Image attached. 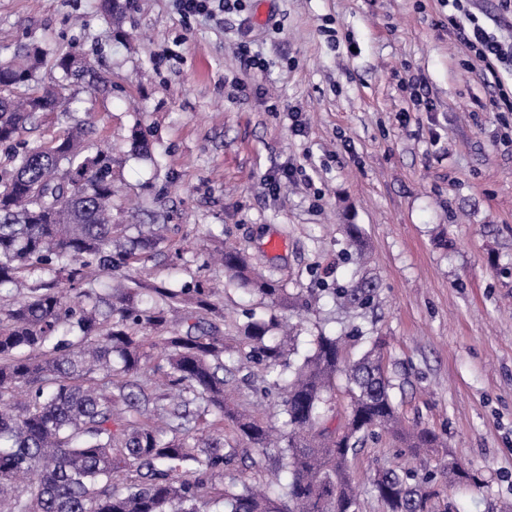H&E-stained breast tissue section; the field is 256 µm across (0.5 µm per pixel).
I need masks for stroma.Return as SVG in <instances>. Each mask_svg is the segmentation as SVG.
<instances>
[{
    "label": "stroma",
    "instance_id": "35a3bbf8",
    "mask_svg": "<svg viewBox=\"0 0 512 512\" xmlns=\"http://www.w3.org/2000/svg\"><path fill=\"white\" fill-rule=\"evenodd\" d=\"M0 0V61L43 51L39 83L63 112L36 114L22 138L36 146L85 127L86 153L112 149L118 224H162L166 240L86 287L128 278L150 288L203 283L239 347L248 314L342 337L353 360L373 339L404 424L444 445L414 460L390 432L350 460L359 512H387L371 478L419 468L444 490L427 512H502L512 503V112H493L475 59L448 32V0H245L217 22L183 20L175 0ZM264 70H248L242 53ZM90 60L81 78L57 58ZM425 98L429 107L416 105ZM296 111L303 124L294 131ZM150 156L132 153L133 135ZM363 231L378 288L364 315L330 293L357 270L341 225ZM250 257L290 295L282 304L229 284L217 251ZM226 388L241 408L279 425L282 396L261 365L238 355ZM234 463L220 485L265 486L278 458L255 451L232 424ZM453 457L474 482L445 487Z\"/></svg>",
    "mask_w": 512,
    "mask_h": 512
}]
</instances>
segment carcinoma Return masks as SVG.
<instances>
[{"label":"carcinoma","instance_id":"obj_1","mask_svg":"<svg viewBox=\"0 0 512 512\" xmlns=\"http://www.w3.org/2000/svg\"><path fill=\"white\" fill-rule=\"evenodd\" d=\"M40 52L26 62L0 66V143H17V164L0 178V287L41 271L52 275L27 299L0 311V401L25 388L26 398L0 411V507L6 512H353L357 503L350 459L376 430L397 435L418 456L441 446L429 429L403 428L390 395L379 340L358 359L344 362L340 339L321 334L296 363L299 334L276 316H250L241 343L283 391L285 446L277 469L288 476L270 491L243 483L219 488L216 476L235 452H224V421L253 448L275 445L267 426L230 405L224 374V337L209 323L214 313L202 288H154L167 308L153 303L138 282L120 284L108 300L79 291L90 270L112 273L163 241L154 227L134 240L112 223V156L84 154L83 126L62 140L31 147L19 136L38 103L55 110L50 89L17 99L15 85L33 80ZM78 76L86 63L65 56L57 63ZM345 255L361 262L356 224L344 225ZM231 278L259 293L288 300L284 288L258 276L240 251L224 252ZM377 288L363 274L338 285L342 305L362 310ZM173 324L156 340L142 335ZM161 347V366L178 395L147 394L137 376L146 348ZM347 380L350 411L331 426L330 392ZM387 512H425L438 494L432 474L385 471L372 482Z\"/></svg>","mask_w":512,"mask_h":512}]
</instances>
